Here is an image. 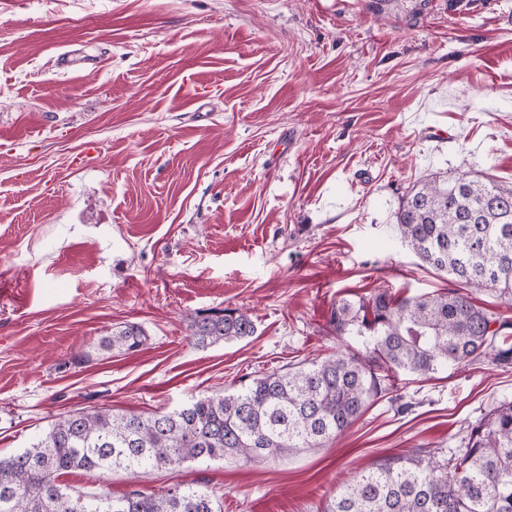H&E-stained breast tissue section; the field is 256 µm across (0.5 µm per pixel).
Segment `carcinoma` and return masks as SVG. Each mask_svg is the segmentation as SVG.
I'll return each instance as SVG.
<instances>
[{"instance_id": "carcinoma-1", "label": "carcinoma", "mask_w": 512, "mask_h": 512, "mask_svg": "<svg viewBox=\"0 0 512 512\" xmlns=\"http://www.w3.org/2000/svg\"><path fill=\"white\" fill-rule=\"evenodd\" d=\"M397 231L425 265L474 290L512 301V185L461 172L430 174L405 194ZM334 336L361 337L364 349L273 371L229 393L201 394L148 415L86 406L55 422L36 442L0 457V512H221L191 485L122 496L77 491L62 475L101 478L175 469L193 460L262 462L320 448L348 429L386 391L393 374L427 377L487 355L512 365V321L495 317L458 289L397 296L377 288L330 312ZM197 347L255 333L247 311L224 308L192 318ZM145 332L127 324L98 349L128 353ZM324 512H512V402L472 428L465 448L440 457L394 455L339 488Z\"/></svg>"}]
</instances>
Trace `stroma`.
<instances>
[{"label": "stroma", "instance_id": "35a3bbf8", "mask_svg": "<svg viewBox=\"0 0 512 512\" xmlns=\"http://www.w3.org/2000/svg\"><path fill=\"white\" fill-rule=\"evenodd\" d=\"M460 171L512 184V0H0V456L87 405L172 410L331 354L336 301L453 287L395 214ZM225 307L254 336L190 344ZM126 323L138 352L74 364ZM504 402L512 367L487 358L401 373L321 448L63 481L322 512L386 457L462 450Z\"/></svg>", "mask_w": 512, "mask_h": 512}]
</instances>
